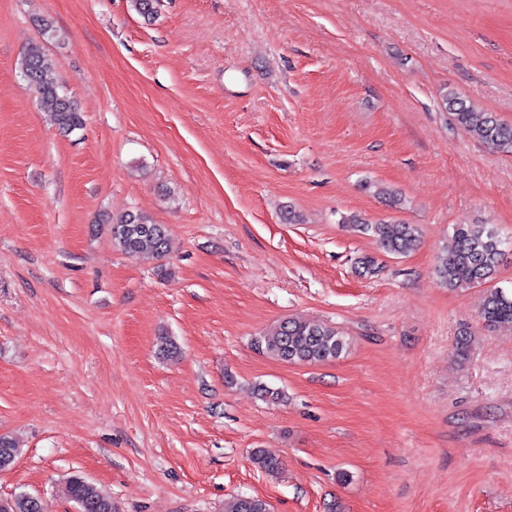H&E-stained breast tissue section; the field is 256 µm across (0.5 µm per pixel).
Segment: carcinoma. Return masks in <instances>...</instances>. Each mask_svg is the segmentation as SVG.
<instances>
[{"mask_svg": "<svg viewBox=\"0 0 512 512\" xmlns=\"http://www.w3.org/2000/svg\"><path fill=\"white\" fill-rule=\"evenodd\" d=\"M157 0H130L131 8L144 21L154 20ZM22 77L34 87L39 104L48 112L51 123L62 133L70 134L81 128L83 119L73 100L60 92L57 84V62L38 47L24 52L20 61ZM440 100L458 126L475 140L502 152L512 153V126L500 122L490 113L479 112L466 104L454 91L443 90ZM373 194L389 206L399 208L403 200L398 192L377 184ZM114 244L130 257L142 254L165 256L171 247L168 227L154 224L147 217L127 212L115 219L108 218ZM342 223L353 230L374 237L383 252L405 256L415 251L419 233L415 225L401 222L370 223L358 214L342 217ZM512 243L501 238L498 231L488 224H459L453 228L451 243L437 257L434 273L445 287L456 290L491 284L486 289L480 316L485 327L492 330L512 326V287L493 285L505 256V249ZM256 344L271 357L289 364H318L335 360L347 348V341L334 327L320 322L286 318ZM180 346L170 336L157 339L159 358L173 361ZM21 448L18 441L7 433L0 434V457L7 456L10 464L0 465V470L10 469ZM252 463L269 475L281 469V461L256 448L251 454ZM69 493L79 512H116L112 497L81 476L69 482ZM0 512H47L42 500L22 493L5 499ZM224 512H270V504L256 496L241 495L224 504Z\"/></svg>", "mask_w": 512, "mask_h": 512, "instance_id": "carcinoma-1", "label": "carcinoma"}]
</instances>
